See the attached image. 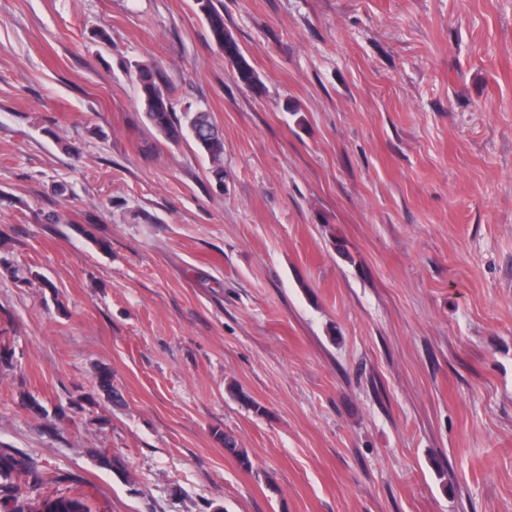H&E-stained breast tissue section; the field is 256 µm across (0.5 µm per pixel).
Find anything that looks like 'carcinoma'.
<instances>
[{"label": "carcinoma", "instance_id": "carcinoma-1", "mask_svg": "<svg viewBox=\"0 0 512 512\" xmlns=\"http://www.w3.org/2000/svg\"><path fill=\"white\" fill-rule=\"evenodd\" d=\"M195 6L207 23L210 34L218 47L234 64L241 84L252 88L258 83L255 70L244 56L238 42L224 27V14L215 6L214 0H194ZM141 86V100L148 121L168 139L177 141L186 136L187 129H198L203 143L197 145L201 153L209 157L211 173L217 180H224V142L220 134L213 133L216 125L208 112L186 108L176 113L171 97L158 83V72L142 65L136 70ZM224 449L239 463L252 467L246 450L238 447L236 439L227 434H217ZM57 482L51 472L40 468L34 461L7 450H0V512H33L30 494ZM39 512H92L82 496L46 494L42 498Z\"/></svg>", "mask_w": 512, "mask_h": 512}]
</instances>
